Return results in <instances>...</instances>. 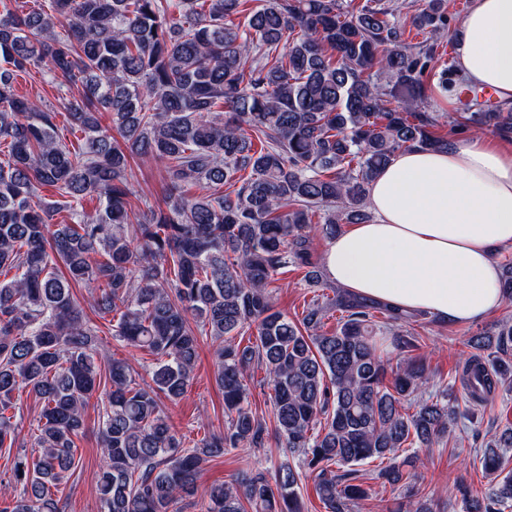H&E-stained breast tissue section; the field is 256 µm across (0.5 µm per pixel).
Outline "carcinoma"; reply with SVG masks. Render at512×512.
Here are the masks:
<instances>
[{
  "instance_id": "1",
  "label": "carcinoma",
  "mask_w": 512,
  "mask_h": 512,
  "mask_svg": "<svg viewBox=\"0 0 512 512\" xmlns=\"http://www.w3.org/2000/svg\"><path fill=\"white\" fill-rule=\"evenodd\" d=\"M52 0V11L0 0V450L16 445L21 393L41 403L36 457L19 456L20 493L0 512H61L53 490L76 462L85 410L97 398L100 512H170L195 491L206 459L263 448L268 427L247 402L258 366L272 391L283 453L316 473L328 512L369 496L352 467L387 462L378 478L405 484L456 419L448 401L423 398L429 374L416 356L386 381L373 336L397 328L402 352L419 349V315L336 291L315 295L299 321L274 309L269 287L288 268H310L314 236L370 220L367 196L397 153L446 147L422 110L424 80L448 31L447 0H424L410 16L435 36L414 51L396 0ZM36 69L70 92L65 121L21 94ZM463 118L512 135V108L487 107L453 65ZM111 125L102 124L104 116ZM164 172L163 203L138 210L131 159ZM194 186L207 189L195 195ZM51 187L56 198L40 197ZM98 202L94 211L86 199ZM65 212L69 224H56ZM91 289L85 303L73 289ZM108 319L122 346L155 364L139 380L124 358L99 352ZM331 310L341 313L323 331ZM254 331L243 345L237 336ZM218 360L224 433L191 448L163 400L188 392L203 338ZM459 380L474 406L512 376V323L474 334ZM414 412H408V409ZM512 427L482 449L490 480L464 488L465 512L512 507V473L501 469ZM300 472L282 462L240 482L214 483L206 512H303Z\"/></svg>"
}]
</instances>
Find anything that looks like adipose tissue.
<instances>
[{
  "label": "adipose tissue",
  "instance_id": "adipose-tissue-1",
  "mask_svg": "<svg viewBox=\"0 0 512 512\" xmlns=\"http://www.w3.org/2000/svg\"><path fill=\"white\" fill-rule=\"evenodd\" d=\"M455 49L467 81L512 100V0H473ZM368 207L370 220L323 255L337 287L455 324L500 309L494 254L512 247V149L476 135L399 152L371 184Z\"/></svg>",
  "mask_w": 512,
  "mask_h": 512
}]
</instances>
